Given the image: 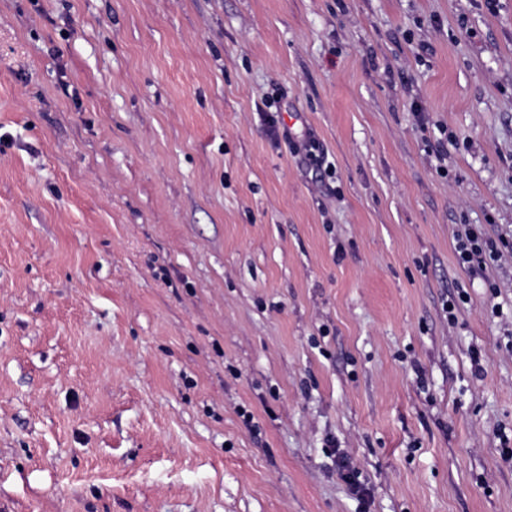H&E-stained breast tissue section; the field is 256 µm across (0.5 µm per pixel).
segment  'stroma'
Instances as JSON below:
<instances>
[{
    "instance_id": "35a3bbf8",
    "label": "stroma",
    "mask_w": 512,
    "mask_h": 512,
    "mask_svg": "<svg viewBox=\"0 0 512 512\" xmlns=\"http://www.w3.org/2000/svg\"><path fill=\"white\" fill-rule=\"evenodd\" d=\"M468 224L512 241V0H0V512H512ZM335 447L336 444L330 442L328 455L333 458V463L336 465L341 477L349 484L351 491L360 498L364 497L367 490L355 479L354 472L350 468L346 457L338 453V449Z\"/></svg>"
}]
</instances>
